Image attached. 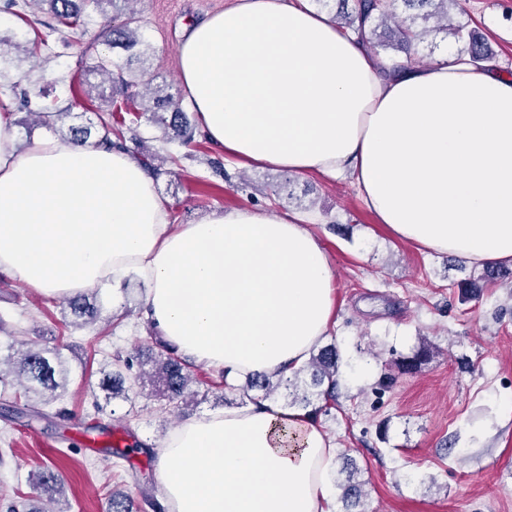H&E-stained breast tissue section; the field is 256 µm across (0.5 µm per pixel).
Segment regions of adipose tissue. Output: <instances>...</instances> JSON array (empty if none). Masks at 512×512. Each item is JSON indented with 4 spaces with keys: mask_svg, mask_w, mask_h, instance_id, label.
<instances>
[{
    "mask_svg": "<svg viewBox=\"0 0 512 512\" xmlns=\"http://www.w3.org/2000/svg\"><path fill=\"white\" fill-rule=\"evenodd\" d=\"M203 134L238 160L349 175L400 238L512 265V75L453 52L389 74L307 0H233L180 45ZM71 298L130 277L144 316L226 386L300 369L334 314L335 273L302 216L213 212L171 226L127 153L48 138L15 150L0 106V272ZM336 453L307 411L264 400L186 419L158 450L173 512H335Z\"/></svg>",
    "mask_w": 512,
    "mask_h": 512,
    "instance_id": "adipose-tissue-1",
    "label": "adipose tissue"
}]
</instances>
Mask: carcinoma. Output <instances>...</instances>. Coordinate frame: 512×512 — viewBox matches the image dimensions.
I'll return each instance as SVG.
<instances>
[{"label": "carcinoma", "instance_id": "cac0c4a2", "mask_svg": "<svg viewBox=\"0 0 512 512\" xmlns=\"http://www.w3.org/2000/svg\"><path fill=\"white\" fill-rule=\"evenodd\" d=\"M36 3L48 6L53 23H43L50 33L85 31L91 20L85 14L86 0H11L15 15L27 20L30 5ZM463 13L461 0H351L350 9L334 15L336 24L353 31L373 53L393 50L402 56L392 60L390 72L405 70L417 62L419 46L430 32L453 31L461 43L459 54L468 57L473 64L488 63L492 54L477 37L475 32L466 31L458 24L448 27L453 12ZM141 17L134 11L125 13V20L117 26L103 25L99 37L111 50V54L94 59L92 71L104 76L123 97V102L132 103L136 110L147 115V120L162 126V141L188 147L193 142L190 124L179 96L169 94L160 86H151L144 80L145 69L131 72V66L144 62L149 48L142 32ZM21 41L14 36L0 38V91H8L20 98L25 105L31 104L29 91L19 82L4 80V65L11 63L13 51L20 48ZM170 111L169 118L158 116L155 108ZM38 118V124L59 131L70 108L55 101L40 102L28 111ZM94 144L110 150L121 144L112 140V126L101 122ZM62 307L80 319L90 320L97 316L100 306L84 296H76L62 302ZM4 348L7 354L0 355V384L11 383L22 390L25 398L42 405H49L62 399L68 370L62 352L34 343L23 349L15 348L13 337H8ZM431 349L422 344L411 356L395 361V366L405 373L418 369L430 357ZM339 357L336 344L329 343L312 351L309 361L289 379H272L254 374L240 386V391L254 403L270 398L279 388L288 389L291 404L304 409L319 408L315 403L336 399L338 388ZM160 388V392L173 408L180 410L191 402L196 391L192 389L193 378L175 347L164 340L156 345L137 350L125 357L115 359V368L104 374L98 388L114 397L129 399V392L144 380ZM337 486L341 489L342 512H367L364 508L363 482L357 479V468L351 459H346L337 470ZM35 499L27 512H46L41 507V496L57 492L61 480L50 466L32 474ZM133 499L122 493H114L108 499V512H137Z\"/></svg>", "mask_w": 512, "mask_h": 512}]
</instances>
